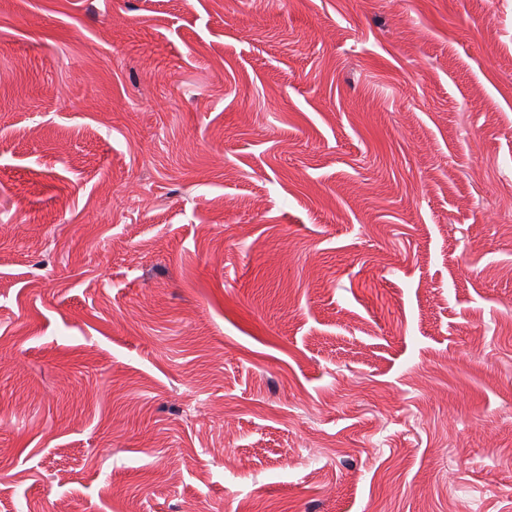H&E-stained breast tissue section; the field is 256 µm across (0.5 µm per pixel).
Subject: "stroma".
Segmentation results:
<instances>
[{"label": "stroma", "instance_id": "1", "mask_svg": "<svg viewBox=\"0 0 512 512\" xmlns=\"http://www.w3.org/2000/svg\"><path fill=\"white\" fill-rule=\"evenodd\" d=\"M1 222L0 512H512V0H0Z\"/></svg>", "mask_w": 512, "mask_h": 512}]
</instances>
